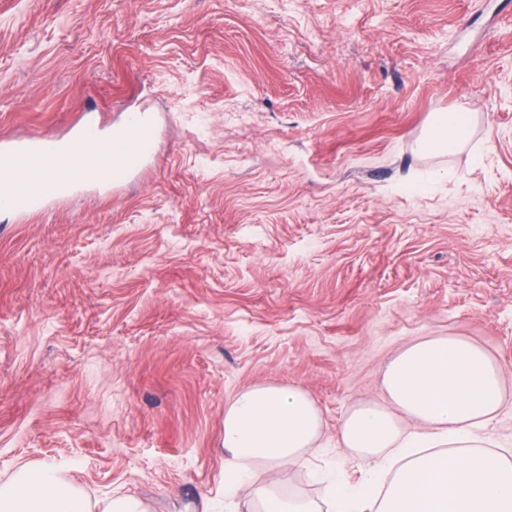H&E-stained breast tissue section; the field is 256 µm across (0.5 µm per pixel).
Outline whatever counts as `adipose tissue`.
<instances>
[{
    "instance_id": "obj_1",
    "label": "adipose tissue",
    "mask_w": 512,
    "mask_h": 512,
    "mask_svg": "<svg viewBox=\"0 0 512 512\" xmlns=\"http://www.w3.org/2000/svg\"><path fill=\"white\" fill-rule=\"evenodd\" d=\"M463 112L434 113L418 150L457 151L470 135ZM384 405L358 404L340 427L344 447L379 468L351 483L325 481L322 503L254 485L252 470L281 474L305 464L322 415L301 388L255 386L224 408V497L256 512H512V449L493 448L484 432L504 407L503 374L480 347L455 336L412 344L385 367ZM391 460H384L385 451ZM0 512H147L135 497L94 501L49 464L25 465L0 485Z\"/></svg>"
}]
</instances>
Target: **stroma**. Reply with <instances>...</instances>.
<instances>
[{
    "label": "stroma",
    "instance_id": "obj_1",
    "mask_svg": "<svg viewBox=\"0 0 512 512\" xmlns=\"http://www.w3.org/2000/svg\"><path fill=\"white\" fill-rule=\"evenodd\" d=\"M156 127L116 188L0 215V484L224 512V407L323 418L281 492L367 469L338 442L406 345L486 349L512 448V0H0V139ZM464 148L416 150L430 113ZM471 118L463 112H436L417 142L426 155H446L457 151L470 135Z\"/></svg>",
    "mask_w": 512,
    "mask_h": 512
}]
</instances>
